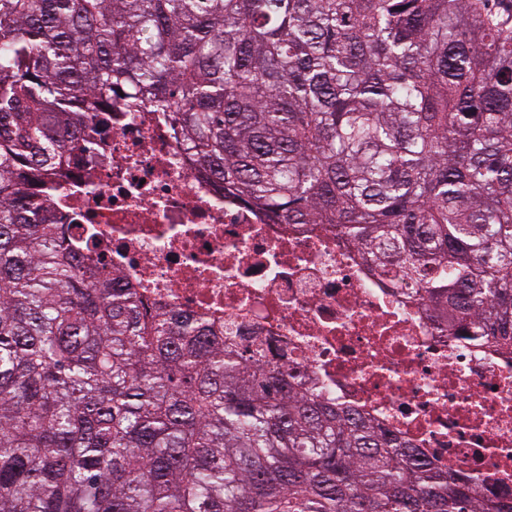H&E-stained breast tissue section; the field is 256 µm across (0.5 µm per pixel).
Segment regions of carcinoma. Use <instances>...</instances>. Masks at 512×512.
Returning <instances> with one entry per match:
<instances>
[{"label": "carcinoma", "instance_id": "1", "mask_svg": "<svg viewBox=\"0 0 512 512\" xmlns=\"http://www.w3.org/2000/svg\"><path fill=\"white\" fill-rule=\"evenodd\" d=\"M124 90L276 224L512 349V34L485 0H0V512H512L75 252L42 175Z\"/></svg>", "mask_w": 512, "mask_h": 512}]
</instances>
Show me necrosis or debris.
Wrapping results in <instances>:
<instances>
[{
  "mask_svg": "<svg viewBox=\"0 0 512 512\" xmlns=\"http://www.w3.org/2000/svg\"><path fill=\"white\" fill-rule=\"evenodd\" d=\"M42 188L72 239L138 290L263 349L482 495L512 497V352L439 320L327 224H275L203 176L167 113L129 97L87 122Z\"/></svg>",
  "mask_w": 512,
  "mask_h": 512,
  "instance_id": "4bbe7bcc",
  "label": "necrosis or debris"
}]
</instances>
